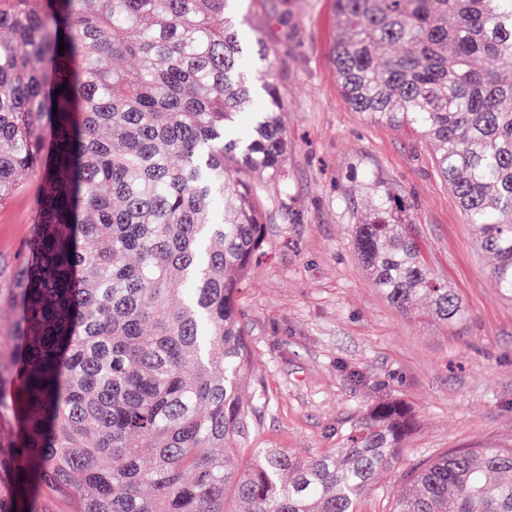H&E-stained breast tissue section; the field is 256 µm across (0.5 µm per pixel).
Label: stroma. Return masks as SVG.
I'll return each instance as SVG.
<instances>
[{
  "instance_id": "35a3bbf8",
  "label": "stroma",
  "mask_w": 512,
  "mask_h": 512,
  "mask_svg": "<svg viewBox=\"0 0 512 512\" xmlns=\"http://www.w3.org/2000/svg\"><path fill=\"white\" fill-rule=\"evenodd\" d=\"M231 19L266 42L250 79L271 72L285 94L287 175L263 189V254L236 295L265 402L242 440L312 455L341 447L372 404L401 398L417 417L403 456L358 502L388 512L410 467L451 448L512 449V302L489 282L476 243L439 177L431 147L371 121L344 99L331 60L334 0H234ZM0 207V289L36 229L39 177ZM401 197L430 269L454 288L467 320L448 327L424 307L405 313L372 284L353 230L376 190Z\"/></svg>"
}]
</instances>
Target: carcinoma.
<instances>
[{
    "mask_svg": "<svg viewBox=\"0 0 512 512\" xmlns=\"http://www.w3.org/2000/svg\"><path fill=\"white\" fill-rule=\"evenodd\" d=\"M229 2L0 0V206L41 173L0 291V512H356L414 428L384 400L331 452L236 453L259 400L235 301L266 235L254 175L285 178L288 136ZM335 2L348 104L433 146L512 301V0ZM355 248L394 308L464 319L399 198ZM391 512H512V449L445 451Z\"/></svg>",
    "mask_w": 512,
    "mask_h": 512,
    "instance_id": "1",
    "label": "carcinoma"
}]
</instances>
